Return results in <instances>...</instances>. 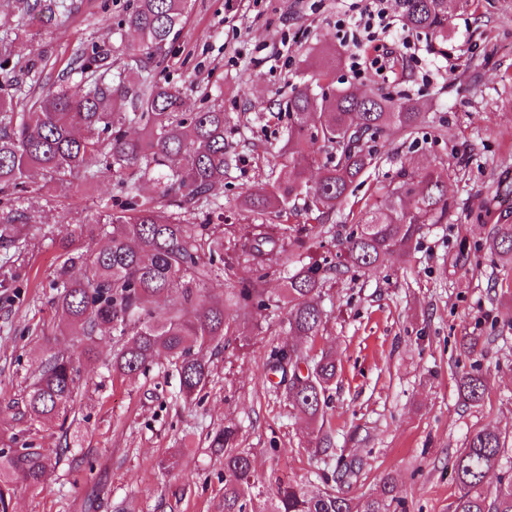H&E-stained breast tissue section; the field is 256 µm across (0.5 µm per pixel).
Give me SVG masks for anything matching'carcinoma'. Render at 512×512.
<instances>
[{
    "label": "carcinoma",
    "instance_id": "obj_1",
    "mask_svg": "<svg viewBox=\"0 0 512 512\" xmlns=\"http://www.w3.org/2000/svg\"><path fill=\"white\" fill-rule=\"evenodd\" d=\"M453 0H399L404 24L440 37L448 35ZM188 0H137L124 19L139 42L124 47L139 55L141 80L131 111L123 110L118 95L125 71L106 83L91 66H81L78 78L41 87L38 97L25 103L0 95V244L20 241L16 222L30 219L17 208L16 193L38 175L62 189L71 177L87 180L98 172L87 167L101 156L105 170L115 177V187L125 195L117 212L102 211L97 223L107 245L100 250L68 251L58 267L61 314L60 335H81L88 341L85 354H97V335L104 329L124 338L112 353V372L135 375L146 371L160 351L172 359L181 395L191 400L209 380V366L200 352L228 335L231 323L224 299L200 298L199 288L211 280L216 264L229 251L237 261L260 271L256 279L237 287L226 286L229 300L243 314L283 307L288 332L312 340L322 335L321 290L327 269L308 261L288 274L283 301L271 299L263 288L265 273L280 265L290 249L303 239L326 233L324 220L346 202L352 186L377 156L368 146L376 134L411 135L421 118L418 108L391 97L369 98L351 90L332 95L315 94L309 86L294 89L285 103L288 119V160L284 175L270 169L265 182L245 191L242 209L288 221L303 213L309 223L287 225L273 232L272 225L230 224L227 240L210 237L209 225L187 224L185 214L214 211L221 204L213 189L224 185L231 153L225 133L229 119L220 105L200 112L182 111L180 93L155 80L151 64L183 27ZM339 58L325 54L307 62L315 83L329 75ZM130 126L138 128L128 135ZM327 148L334 160L324 164L318 178L309 182L307 166L315 147ZM444 174L436 169L403 171L393 187L383 185L380 204L352 214L351 227L339 243L337 274L374 270L386 256L405 253L425 224L448 217L443 198ZM150 181L157 198H140L137 183ZM486 248L505 266L512 267V224H496ZM81 265L80 278L69 276ZM179 291V305L163 310L160 301ZM199 306L197 315L184 310ZM268 368L281 372L287 398L303 417L315 423L323 417L329 386L336 378V357L322 350L300 354L290 346L274 351ZM79 386L74 359L53 353L42 364L26 395V412L36 418L58 413L73 400ZM463 402L484 401L487 380L466 373L459 379ZM231 426L217 429L210 447L224 453V512H391L393 482L385 477L380 491L357 500L333 488L311 493L293 480L278 478L263 486L254 479V459L237 442ZM505 438L489 428L469 436L452 461L459 488L454 512H512V481L495 488L487 476L503 467ZM49 458L37 448H0V484L20 481L37 488Z\"/></svg>",
    "mask_w": 512,
    "mask_h": 512
}]
</instances>
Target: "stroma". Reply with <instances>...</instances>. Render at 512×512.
Instances as JSON below:
<instances>
[{"instance_id": "stroma-1", "label": "stroma", "mask_w": 512, "mask_h": 512, "mask_svg": "<svg viewBox=\"0 0 512 512\" xmlns=\"http://www.w3.org/2000/svg\"><path fill=\"white\" fill-rule=\"evenodd\" d=\"M351 0H191L180 34L154 75L181 93L184 112L223 105L230 117L234 161L214 195L235 224L255 223L238 197L264 181L266 157L278 155L287 124L273 120L294 88L310 82L309 58H339L325 92L360 90L417 103L422 122L412 136H377L379 166L366 174L356 207L373 206L380 185L402 170L447 169L448 217L423 225L406 254L374 271L327 279L321 293L324 335L318 347L335 353L337 376L322 433L328 450L314 454L310 423L267 379L273 346L312 344L288 333L281 309L232 321L218 348L204 351L211 375L200 400L185 402L177 372L159 354L146 372L114 374L113 339L98 357H82L78 336L58 333L56 267L63 244L85 250L103 239L91 219L100 200L116 194L110 174L92 161L93 182L75 178L69 190L38 181L28 195L34 222L23 234V262L8 264L0 248V444L12 435L51 460L42 485L6 484L7 512H224V457L208 448L217 427L238 430L255 459V475L310 490L334 481L352 497L395 480L396 512H453L458 494L450 462L477 430L505 436L507 461L489 485L512 477V270L487 251L493 225L512 221V0H474L455 12L447 40L411 32L413 54L392 38L370 43L360 76L336 35V19ZM135 0H37L30 13L0 0V37L13 36L10 60L38 58L53 83L76 67L77 51L127 64L136 36L122 24ZM347 209L332 213L331 231L306 239L302 259L329 267ZM477 340L476 352L464 343ZM62 350L80 356V389L65 414L32 420L23 398L45 359ZM488 379L484 401L458 396L462 374ZM335 482V481H334Z\"/></svg>"}]
</instances>
